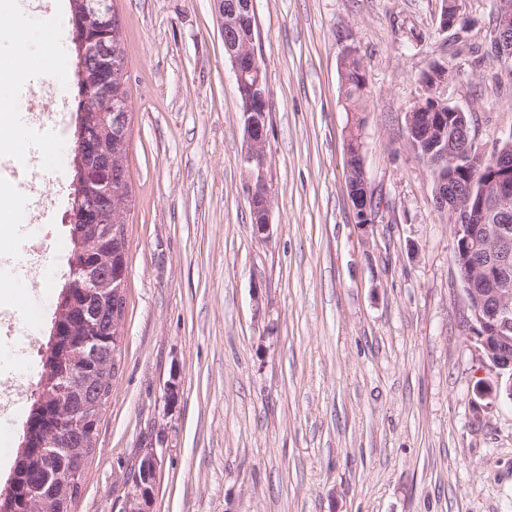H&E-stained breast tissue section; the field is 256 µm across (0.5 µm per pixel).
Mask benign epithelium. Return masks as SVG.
<instances>
[{
  "instance_id": "benign-epithelium-1",
  "label": "benign epithelium",
  "mask_w": 512,
  "mask_h": 512,
  "mask_svg": "<svg viewBox=\"0 0 512 512\" xmlns=\"http://www.w3.org/2000/svg\"><path fill=\"white\" fill-rule=\"evenodd\" d=\"M221 31L236 33V38L224 39V49L232 64L233 80L244 99L242 106L244 138L246 142L240 165L245 175V189L251 208L262 207L261 219L254 222L258 235L269 234L270 194L266 152L267 114L269 92L264 70L258 60L255 42L256 26L239 31L244 14L255 17L253 0H234L224 5V0H213ZM84 14L72 20L74 36L90 66L99 74L98 88L91 94L93 101L87 111L95 112L112 129L119 143L129 136L130 104L126 82V66L121 62L119 44L108 39L112 33L122 31L120 19L113 14L112 0H84ZM492 51L504 63L512 62V0H497ZM443 100L432 94L421 104L422 111L406 113L405 129L409 132L421 126L429 131H441L447 123V112L439 111ZM458 117L448 139L449 147L443 148L436 165L448 162V148L460 146L470 157H478L471 128L464 112L448 107V112ZM94 124L85 126L83 135L74 145V152L88 155V163L81 172L85 191L97 200V209L106 211L112 206V191L127 181V169L120 164L97 156L93 146ZM355 166L359 172L357 182L349 185V195L358 223H373V202L368 191L362 154H356ZM484 185L481 197L474 201L461 193L454 176L448 177L436 189L438 209L448 211V222L453 224L456 241L455 254L468 242L491 238L499 246L497 253L476 261V271L469 281L467 297L472 311L470 327L472 337L478 339L489 355L495 356L492 368L512 367V226L496 224L489 228L476 223L478 216L489 208L505 211L512 207V152H496L490 167L480 171ZM85 288L90 301H97L109 294V289L126 287L128 270L118 264L106 272L96 265L73 268ZM159 467L157 449L143 450L139 471L132 490L127 496L122 512H152L156 476Z\"/></svg>"
}]
</instances>
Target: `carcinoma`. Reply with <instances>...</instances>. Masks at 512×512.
Masks as SVG:
<instances>
[{
  "label": "carcinoma",
  "instance_id": "obj_1",
  "mask_svg": "<svg viewBox=\"0 0 512 512\" xmlns=\"http://www.w3.org/2000/svg\"><path fill=\"white\" fill-rule=\"evenodd\" d=\"M71 65L75 95V120L73 137L81 136L87 112L84 92L93 80L90 66L80 58L77 47L71 50ZM344 97L353 112L361 111L366 95V83L360 60L348 56L344 60ZM97 153L112 158L121 151L116 140L103 132L96 143ZM91 224L69 223L71 254L69 267L96 264L110 267L119 259L128 258V235L124 224L118 225L110 241L102 244L92 232ZM85 297L80 282L71 274L64 278L58 301L49 326L46 356L42 358L43 372L39 380L38 396L31 404L23 428L20 451L6 490L0 489V512H70L67 502H76L69 485L56 483V475L71 469L70 454L59 452L43 457L33 455L46 436L55 439L66 434L59 422H69V409L80 408L86 424H102L112 396V385L120 363L122 340L120 327H111L100 336L104 350L102 358L89 362L80 352L81 328L70 322L73 309L83 304ZM42 485V497L28 498L19 493L23 486Z\"/></svg>",
  "mask_w": 512,
  "mask_h": 512
}]
</instances>
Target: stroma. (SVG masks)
Segmentation results:
<instances>
[{
	"instance_id": "1",
	"label": "stroma",
	"mask_w": 512,
	"mask_h": 512,
	"mask_svg": "<svg viewBox=\"0 0 512 512\" xmlns=\"http://www.w3.org/2000/svg\"><path fill=\"white\" fill-rule=\"evenodd\" d=\"M125 31L132 122L129 274L119 372L73 512H121L142 449L161 456L155 512H512V401L477 396L497 373L471 310L435 176L405 115L433 68L478 152L512 137V67L490 52L495 0H254L269 89L271 230L251 220L241 101L211 0H114ZM68 0L0 23V67L68 84ZM367 86L359 128L373 224L349 199L354 118L342 59ZM74 139L47 138L50 211L13 257L51 249L37 278H0V305L36 324L0 339L23 383L0 420L10 477L70 253ZM177 382L175 402L166 386Z\"/></svg>"
}]
</instances>
